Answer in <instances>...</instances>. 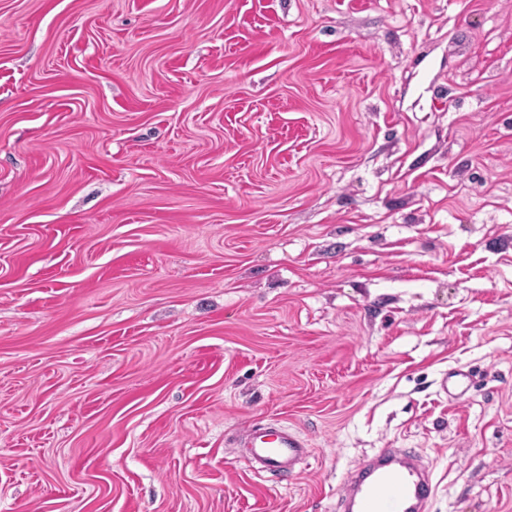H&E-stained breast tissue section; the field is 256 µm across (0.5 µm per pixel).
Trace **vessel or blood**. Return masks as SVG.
Returning <instances> with one entry per match:
<instances>
[{"label":"vessel or blood","mask_w":512,"mask_h":512,"mask_svg":"<svg viewBox=\"0 0 512 512\" xmlns=\"http://www.w3.org/2000/svg\"><path fill=\"white\" fill-rule=\"evenodd\" d=\"M247 446L265 472L292 468L306 453L298 436L271 427L254 428ZM362 469V476L344 486L342 512H427L434 487L425 467L407 449H381Z\"/></svg>","instance_id":"b4317fda"}]
</instances>
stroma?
Returning <instances> with one entry per match:
<instances>
[{"mask_svg": "<svg viewBox=\"0 0 512 512\" xmlns=\"http://www.w3.org/2000/svg\"><path fill=\"white\" fill-rule=\"evenodd\" d=\"M381 448L512 512V0H0V512H336ZM475 373L473 371L458 370L457 372L450 375L451 383L448 388V379L444 381L443 390L454 398L464 395L467 393L475 383ZM247 447L252 459L260 465V472L290 470L307 453L305 443L298 436L272 427H255Z\"/></svg>", "mask_w": 512, "mask_h": 512, "instance_id": "1", "label": "stroma"}]
</instances>
